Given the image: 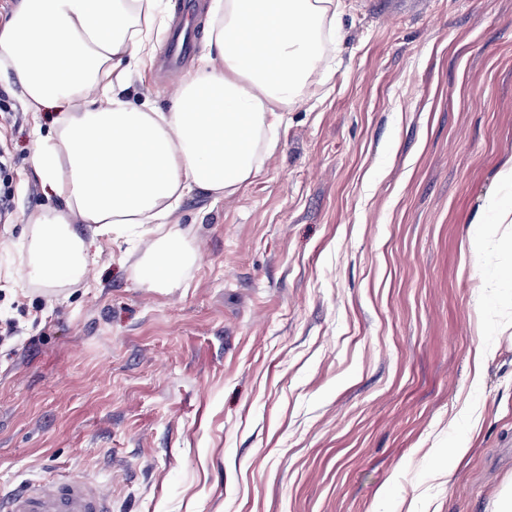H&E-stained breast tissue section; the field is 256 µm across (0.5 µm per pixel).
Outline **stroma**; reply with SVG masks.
<instances>
[{
	"label": "stroma",
	"mask_w": 512,
	"mask_h": 512,
	"mask_svg": "<svg viewBox=\"0 0 512 512\" xmlns=\"http://www.w3.org/2000/svg\"><path fill=\"white\" fill-rule=\"evenodd\" d=\"M335 51L251 184L185 198L176 288L107 239L84 282L23 284L26 219L58 205L31 163L55 115L0 78V488L80 472L112 512H495L512 243L475 220L512 205V0H346ZM184 76L148 68L128 97L167 107Z\"/></svg>",
	"instance_id": "stroma-1"
}]
</instances>
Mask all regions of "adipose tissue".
<instances>
[{"label": "adipose tissue", "instance_id": "1", "mask_svg": "<svg viewBox=\"0 0 512 512\" xmlns=\"http://www.w3.org/2000/svg\"><path fill=\"white\" fill-rule=\"evenodd\" d=\"M344 0H212L205 51L168 109L131 103L132 71L169 28L166 0H19L0 20V70L31 111L59 114L32 162L60 208L27 220L25 278L43 288L85 280L96 234L137 241L136 277L175 288L196 262L171 216L190 194L230 197L278 145L283 112L336 68Z\"/></svg>", "mask_w": 512, "mask_h": 512}]
</instances>
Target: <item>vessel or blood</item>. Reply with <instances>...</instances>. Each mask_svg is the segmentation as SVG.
I'll use <instances>...</instances> for the list:
<instances>
[{
  "instance_id": "vessel-or-blood-1",
  "label": "vessel or blood",
  "mask_w": 512,
  "mask_h": 512,
  "mask_svg": "<svg viewBox=\"0 0 512 512\" xmlns=\"http://www.w3.org/2000/svg\"><path fill=\"white\" fill-rule=\"evenodd\" d=\"M190 50V39L176 36L164 58L165 67H179ZM0 512H112V498L89 480L61 476L33 480L9 495H0Z\"/></svg>"
}]
</instances>
